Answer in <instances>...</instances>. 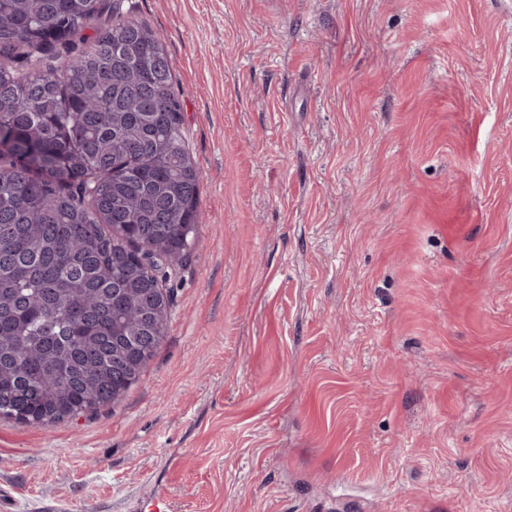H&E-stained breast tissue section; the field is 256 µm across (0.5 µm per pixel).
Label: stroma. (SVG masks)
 <instances>
[{
	"label": "stroma",
	"mask_w": 512,
	"mask_h": 512,
	"mask_svg": "<svg viewBox=\"0 0 512 512\" xmlns=\"http://www.w3.org/2000/svg\"><path fill=\"white\" fill-rule=\"evenodd\" d=\"M203 222L116 404L0 419V512H512V0H129Z\"/></svg>",
	"instance_id": "obj_1"
}]
</instances>
